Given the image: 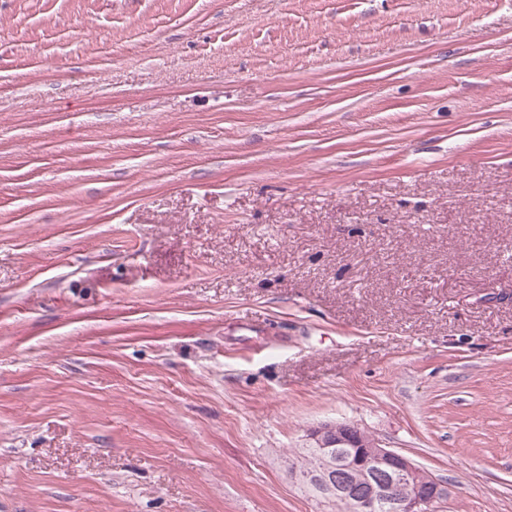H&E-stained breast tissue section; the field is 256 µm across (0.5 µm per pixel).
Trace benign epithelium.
<instances>
[{"label": "benign epithelium", "mask_w": 512, "mask_h": 512, "mask_svg": "<svg viewBox=\"0 0 512 512\" xmlns=\"http://www.w3.org/2000/svg\"><path fill=\"white\" fill-rule=\"evenodd\" d=\"M307 439L316 460L305 477L351 512H430L448 495L446 483L355 425L323 423Z\"/></svg>", "instance_id": "obj_1"}]
</instances>
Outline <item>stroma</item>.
Segmentation results:
<instances>
[{
    "mask_svg": "<svg viewBox=\"0 0 512 512\" xmlns=\"http://www.w3.org/2000/svg\"><path fill=\"white\" fill-rule=\"evenodd\" d=\"M324 422L512 512V0H0V512H338Z\"/></svg>",
    "mask_w": 512,
    "mask_h": 512,
    "instance_id": "35a3bbf8",
    "label": "stroma"
}]
</instances>
